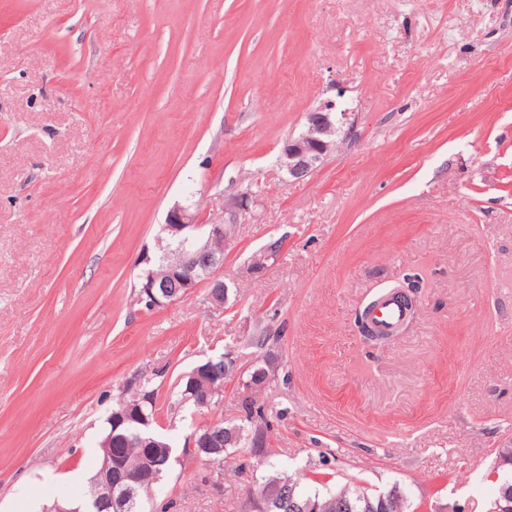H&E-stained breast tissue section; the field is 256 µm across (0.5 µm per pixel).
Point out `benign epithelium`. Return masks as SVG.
<instances>
[{
    "instance_id": "obj_1",
    "label": "benign epithelium",
    "mask_w": 512,
    "mask_h": 512,
    "mask_svg": "<svg viewBox=\"0 0 512 512\" xmlns=\"http://www.w3.org/2000/svg\"><path fill=\"white\" fill-rule=\"evenodd\" d=\"M342 125L336 119L333 106L325 103L306 115L302 132L285 141L280 153L282 170L295 181L304 179L327 155L336 152L350 132H341ZM250 197L246 193L233 194L224 199V213L205 220L199 209H191L178 202L168 210L163 224V237L158 240L162 250L160 260L165 268L164 277L153 276L142 284L138 303L154 309L181 300L194 292L198 285L209 284L207 300L212 307L222 309L229 303V285L217 275L224 266V253L212 249V239H224V248H229L235 237V228L243 213L249 210ZM228 368L224 375H212L211 380L194 390L196 405H208L212 381L229 377L237 370L236 360L226 358ZM212 432L202 438L190 437L187 450L208 467L216 469L224 465L221 449L211 445ZM112 450L105 449V455L94 489L96 512H111L114 493L117 488L134 492L149 479L145 471L130 472L121 469L122 477L112 479Z\"/></svg>"
}]
</instances>
